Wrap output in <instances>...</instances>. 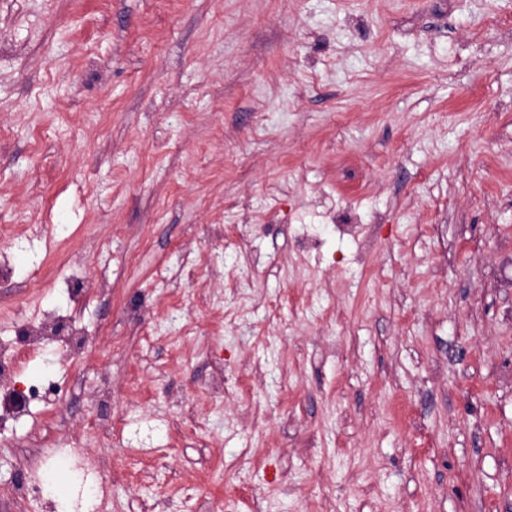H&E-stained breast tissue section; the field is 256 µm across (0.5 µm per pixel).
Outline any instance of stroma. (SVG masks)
Segmentation results:
<instances>
[{
    "label": "stroma",
    "instance_id": "1",
    "mask_svg": "<svg viewBox=\"0 0 512 512\" xmlns=\"http://www.w3.org/2000/svg\"><path fill=\"white\" fill-rule=\"evenodd\" d=\"M509 101L512 0H0V340L97 339L0 512H512Z\"/></svg>",
    "mask_w": 512,
    "mask_h": 512
}]
</instances>
